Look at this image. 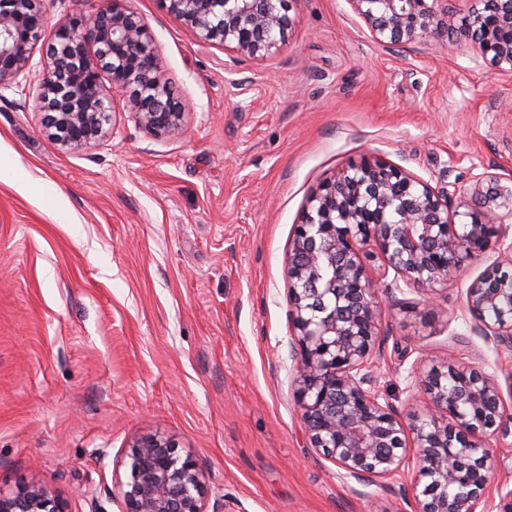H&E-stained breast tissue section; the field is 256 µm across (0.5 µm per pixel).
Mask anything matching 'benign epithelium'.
<instances>
[{"mask_svg":"<svg viewBox=\"0 0 512 512\" xmlns=\"http://www.w3.org/2000/svg\"><path fill=\"white\" fill-rule=\"evenodd\" d=\"M43 0H0V87L19 84L36 49L37 110L48 136L79 152L108 135L114 97L127 100L137 126L156 140L183 133L186 112L164 78L148 25L131 0L105 11L76 10L46 37ZM296 0H158L196 40L238 57L264 58L295 27ZM375 43L392 47L448 31L472 42L484 64L512 74V0H476L459 18L450 0H348ZM450 193L385 159L350 161L308 200L288 259V305L295 360L294 397L312 447L345 475L377 482L395 475L407 438L417 448L418 512H477L491 469L486 435L512 437L497 379L469 365L430 363L418 372L425 406L401 420L379 401L372 361L382 304L368 272L379 260L405 285L434 293L492 248L498 260L471 281L465 306L488 341L512 346V177L480 174L470 196L449 212ZM496 312L490 318L487 311ZM120 512H223L209 505L205 476L191 457L160 436L135 442ZM213 510H208V507ZM0 512H61L37 482L0 490Z\"/></svg>","mask_w":512,"mask_h":512,"instance_id":"1","label":"benign epithelium"}]
</instances>
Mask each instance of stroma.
I'll return each instance as SVG.
<instances>
[{
    "label": "stroma",
    "mask_w": 512,
    "mask_h": 512,
    "mask_svg": "<svg viewBox=\"0 0 512 512\" xmlns=\"http://www.w3.org/2000/svg\"><path fill=\"white\" fill-rule=\"evenodd\" d=\"M187 119L149 137L117 99L106 141L63 151L35 88L0 89V490L48 484L63 512L97 490L119 512L135 440L191 456L226 512H414L416 448L394 478L358 482L311 448L294 399L288 254L308 197L372 154L434 188L512 175V74L447 36L376 44L348 0H297L277 50L225 69L157 0H133ZM475 258L433 297L379 288L376 390L419 407L417 361L502 376L512 348L479 336ZM486 508L512 490V439Z\"/></svg>",
    "instance_id": "35a3bbf8"
}]
</instances>
